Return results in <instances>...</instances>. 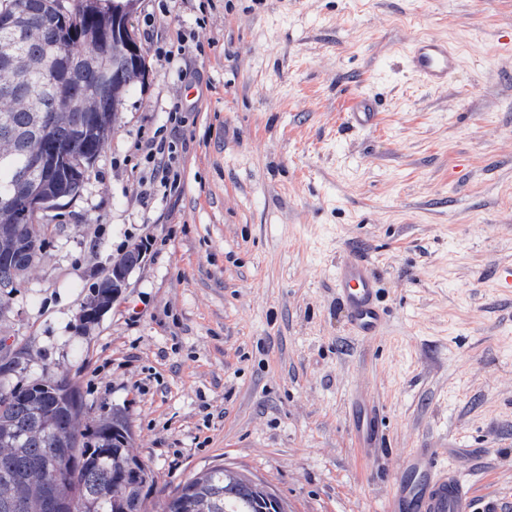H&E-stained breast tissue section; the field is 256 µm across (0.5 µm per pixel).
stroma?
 <instances>
[{"label": "stroma", "mask_w": 512, "mask_h": 512, "mask_svg": "<svg viewBox=\"0 0 512 512\" xmlns=\"http://www.w3.org/2000/svg\"><path fill=\"white\" fill-rule=\"evenodd\" d=\"M139 0L142 86L81 196L0 317L19 363L124 408L154 474L150 512L215 465L287 512H385L411 449L455 460L473 512H512V0ZM164 17L153 35L148 16ZM203 47L151 55L174 25ZM421 38L458 56L442 86L412 72ZM374 101L375 126L351 123ZM179 189L137 197L133 145L172 103ZM155 240L112 305H81L112 259ZM368 259L389 309L355 338L336 264ZM367 392L385 446H353Z\"/></svg>", "instance_id": "1"}]
</instances>
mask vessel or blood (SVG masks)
Wrapping results in <instances>:
<instances>
[{
  "label": "vessel or blood",
  "instance_id": "b4317fda",
  "mask_svg": "<svg viewBox=\"0 0 512 512\" xmlns=\"http://www.w3.org/2000/svg\"><path fill=\"white\" fill-rule=\"evenodd\" d=\"M410 63L416 73L433 86L445 84L457 65L456 53L447 43L418 40L410 49ZM336 290L353 332L361 339L378 337L386 314L378 300L377 278L373 268L361 260L340 262L336 270ZM380 412L375 404L364 406L357 434L359 452L373 458L382 448L378 435ZM473 490L453 466L441 465L433 448L414 449L405 470L397 478L386 512H471Z\"/></svg>",
  "mask_w": 512,
  "mask_h": 512
}]
</instances>
